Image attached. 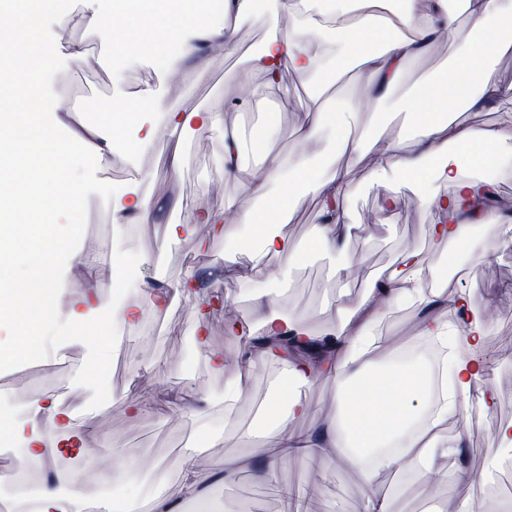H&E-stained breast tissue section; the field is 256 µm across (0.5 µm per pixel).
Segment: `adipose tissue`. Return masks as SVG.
Returning a JSON list of instances; mask_svg holds the SVG:
<instances>
[{
	"instance_id": "adipose-tissue-1",
	"label": "adipose tissue",
	"mask_w": 512,
	"mask_h": 512,
	"mask_svg": "<svg viewBox=\"0 0 512 512\" xmlns=\"http://www.w3.org/2000/svg\"><path fill=\"white\" fill-rule=\"evenodd\" d=\"M330 2L332 8L326 11L320 0H275L277 13L287 18L294 34L267 38L251 57L250 68L264 77L261 96L273 98L280 109L293 104L282 82L283 70L301 78L318 74L326 87L340 74L336 67L321 68L305 46L309 38L321 37L350 50L360 69L363 95L378 105L389 97L411 61L456 28L448 0H401L398 10L391 8L389 0ZM462 5L471 26L450 70L438 71L422 85L415 100L402 105L418 130L414 142H385L375 149L373 166H338L319 176L302 156L286 160L264 148L257 174L244 183L235 203L243 222L261 240L249 266L252 275H267L271 257L289 266L297 262L299 253L279 226L288 219L284 197L300 186L313 187L320 200L308 238L309 249L315 251L346 253L354 233L345 209L347 197L354 186L376 189L387 179L421 189V202L434 214L426 234L432 247L462 245L477 231L498 243L512 240L511 215L476 222L475 205L491 183L468 175L488 158L512 150V126L475 128L440 116L448 100L471 110L512 98V77L496 75L490 68L492 58L512 45V0H462ZM109 6L113 17L126 20L123 34L103 25L99 14L67 13L60 0H0V35L8 38L0 47V331L6 334L0 340L1 371L26 361L39 349L47 325L58 318H65L69 325L60 345L80 342V327L102 306L101 299L91 293L61 299L54 288L56 260L67 252L69 239L43 218L47 211L61 209L69 223H79L82 189L63 174L72 156L71 145H85L103 166L110 161L117 130L112 120L92 123L82 109L64 105L54 117L69 130L71 139H50L41 88L52 59L38 19L54 17L64 32L83 26L107 45L121 36L134 42L142 55L166 59L174 53L181 64L196 67L212 49L234 50L236 27L248 20L252 0H109ZM205 13L221 15L222 20L201 25L198 19ZM126 118L135 126L138 149L174 139L197 126L224 124L219 109L165 112L157 122L143 121L135 112ZM273 184L279 186V195H269ZM443 184L451 185V193H440ZM254 199L262 200V207H251ZM109 208L117 224H147L154 215L152 200L134 190L113 194ZM426 276L420 251L404 247L398 266L384 271L356 308L337 307L339 323L327 337L282 313L275 298L259 296L249 324L231 323L226 328L229 335L243 336L248 345L237 356L235 382L225 390V401H237L244 383L272 359L281 362L294 383L307 384L321 370L336 376L345 392L317 431L289 432L290 420L313 411L308 400L295 396L287 409L266 408L264 430L235 426L225 430V438L256 447L272 437L285 455L317 451L330 460L343 459L365 489L362 512H393L391 499L374 490L380 470L398 467L446 483L447 471L437 466V437L449 412L467 399L489 369L488 362L475 354L484 340V323L459 321L456 339L466 350L452 358L453 384L434 407L430 423L419 430L412 427L415 417L407 403L421 386L422 368L406 364L379 369L371 341L375 321L394 304L415 302L420 307L417 335L447 342L448 313L466 308L467 299L425 295ZM259 337L265 338L264 346H254ZM73 420L74 413L62 397L35 396L27 399L22 420L0 428V437L21 443L32 461L82 460L92 449L88 436L74 430ZM394 441L400 444L399 453L383 457L377 468L367 467L368 456ZM213 482V472L185 460L178 487L157 497L150 512H179L182 500L191 498L206 503ZM82 501L79 475L57 474L35 494L19 496L18 512H78Z\"/></svg>"
}]
</instances>
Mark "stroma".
<instances>
[{"label":"stroma","instance_id":"35a3bbf8","mask_svg":"<svg viewBox=\"0 0 512 512\" xmlns=\"http://www.w3.org/2000/svg\"><path fill=\"white\" fill-rule=\"evenodd\" d=\"M39 24L53 59L42 85L49 107L79 104L85 112L100 114L111 111L116 103L159 113L223 108L225 123L237 126L244 140L242 167L248 174L261 164L260 145L254 140L260 129L282 154L302 149L317 160L342 164L350 158L339 151L338 137L370 143L411 141L417 134L403 113L386 110L378 112L369 126L353 125L340 132L326 126L312 145L299 147L295 130L320 101L338 112H364L368 106L355 93L359 75L354 70L347 71L339 85L321 98L316 95V76L300 79L285 73L284 82L295 98L293 108L286 111L247 95V88L257 89L263 83L262 74L248 68L251 56L267 37L290 33L271 0H253L251 18L235 34L236 53L210 54L198 68L170 67L162 59L129 48L115 50L110 57L103 55L99 41L81 26L72 29L69 39L85 42L90 61L78 66L69 59L68 39L59 38L54 19L46 16ZM467 28L466 17H459L455 37L436 42L410 64L393 99L416 92L437 68L449 64ZM131 144L129 131H122L104 167L90 158L71 159L67 175L83 190L76 243L79 251L98 254L96 292L109 305L140 303L151 288L175 294V302L157 313L146 311L144 322L135 326L110 321L108 313H101L84 326L83 341L68 347L61 364L54 357L60 327L52 325L37 362L0 373V415L21 417V399L31 395L40 381L44 394L64 397L76 414L78 429L93 436V456L85 462L81 476L86 500H109L113 512H145L147 499L162 489H175L186 457L195 456L201 466L217 471L225 460L246 452V445L225 441L226 419L261 429L260 407L275 402L287 408L286 395L295 390L315 412L291 423L290 429L296 433L315 430L341 392L335 377L317 376L298 390L284 378L279 364L267 363L245 383L240 401L228 414L224 390L234 375L213 370L209 353L238 354L242 343L229 336L225 326L251 318L255 298L261 294L280 297L284 311L304 326L324 334L335 331L338 319L327 300L337 296L343 305L359 304L407 245L420 248L432 293L466 295L474 315L486 319L489 333L482 354L494 369L478 383L461 413L448 415L439 444L448 450L444 465L453 475L451 484L429 491L406 486L394 504L396 512H456L461 503L479 502L485 465L493 458L500 462L503 481L512 483V446H502L497 438L500 429L512 425V249L491 248L479 234L460 247L432 248L425 232L434 217L413 188H402L399 208L385 211L379 191L360 187L346 201L350 220L357 226L346 255L311 251L306 242L319 199L312 188L302 187L294 190L288 221L281 227L299 250L298 262L286 269L278 259H270L269 277L248 279L244 273L258 242L250 225L238 223L237 212H227L233 222L228 235L211 234L204 226L171 242L164 239L168 222L196 225L201 213L225 212V202L240 197L239 181L219 174L224 156L222 129L197 127L185 133L175 147L181 155L176 168L170 165L175 149L171 145L140 151ZM127 189L149 195L157 211L152 223L128 225L115 248L108 201L112 194ZM172 199L179 201L178 209H170ZM341 262L351 267L352 275L339 285L332 273ZM189 265L202 274L200 295L194 301L177 295L179 274ZM199 302L209 308L210 343L205 347L196 342L194 306ZM417 312L412 304L394 306L378 345L381 358L415 343ZM104 325L112 328V355L102 362L93 355L97 330ZM486 394L492 399L488 406L482 403ZM291 497L302 503L305 512H360L363 490L344 462L302 454L279 460L272 479L241 472L212 491L220 512H286Z\"/></svg>","mask_w":512,"mask_h":512}]
</instances>
